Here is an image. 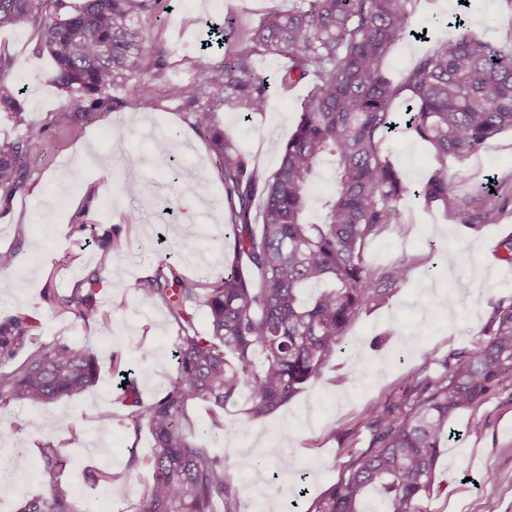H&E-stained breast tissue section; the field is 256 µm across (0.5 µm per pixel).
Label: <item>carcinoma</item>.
Listing matches in <instances>:
<instances>
[{
  "instance_id": "obj_1",
  "label": "carcinoma",
  "mask_w": 512,
  "mask_h": 512,
  "mask_svg": "<svg viewBox=\"0 0 512 512\" xmlns=\"http://www.w3.org/2000/svg\"><path fill=\"white\" fill-rule=\"evenodd\" d=\"M159 0H83L66 16V0H0V29L34 25L39 48L54 61L50 81L64 89L71 110L53 119L70 125L89 118L109 89L160 66L147 52L145 34L134 26L133 9L149 11ZM414 0H297L276 8L259 25L239 34L232 24L218 31L231 42L224 63L199 72L182 87L198 108L189 124L214 155L228 203L226 225L237 261L210 281L182 275L163 261L133 289L158 299L178 326L175 374L165 393L142 398L135 380L121 376L119 401L134 430L147 427L154 453L138 512H241L232 470L196 440L188 403L224 404L247 395L248 413L264 418L291 403L344 350L345 333L362 312L385 304L412 274L402 260L380 274L364 257L368 241L401 221L397 203L411 192L424 207H442L459 224H498L512 213V180L496 181L490 192L478 185L455 192L448 159L463 164L482 146L512 130V50L464 30L430 42L425 52L393 82L387 59L412 34ZM260 55L281 57L284 86L303 85L306 96L295 131L279 166L264 175L251 165L218 119L227 105L261 112L265 78L253 67ZM19 88L0 57V112L21 115ZM406 106V129L435 151L438 166L412 190L386 147L395 127L394 104ZM336 159L335 190L325 201L321 223L306 219L309 189L323 157ZM35 164L23 141L0 144V200L24 191L26 170ZM124 187L142 197L152 185L141 170L121 172ZM260 217L253 216L256 199ZM96 280L61 298L58 305L87 322L97 315ZM322 285L307 303L298 293ZM206 308L209 332L194 325L192 306ZM23 316L0 323V359L19 351L26 357L0 372V409L33 402L50 404L79 397L99 376L94 352L68 342L43 344ZM512 403V298L495 302L485 337L451 351L441 370L415 373L388 401L363 412L367 448L350 455L346 473L315 500L308 512H361L374 488L385 512H422L436 462L452 438L460 411L491 398ZM51 477L48 493L26 498L17 512H77L62 483L67 459L48 445L40 448Z\"/></svg>"
}]
</instances>
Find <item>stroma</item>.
Returning a JSON list of instances; mask_svg holds the SVG:
<instances>
[{
	"mask_svg": "<svg viewBox=\"0 0 512 512\" xmlns=\"http://www.w3.org/2000/svg\"><path fill=\"white\" fill-rule=\"evenodd\" d=\"M283 0H158L141 13L147 47L160 52V68L141 75L138 92L114 86L109 104L90 121L71 126L52 122L67 111L68 96L49 83L52 63L38 48L39 33L29 23L0 30V56L18 80L22 118L0 112V143L24 141L37 159L27 171L24 192L0 205V251L17 256L14 270L0 277V321L23 314L34 319L45 343L85 345L98 356L97 385L80 397L53 404L22 403L0 412V462L17 473L0 484V512H16L28 497L47 494L39 449L60 448L69 463L62 478L78 512H137L154 452L148 429L133 430L117 401L118 356L138 383L144 399L161 396L170 384L177 335L159 302L137 294L134 283L153 274L160 261L183 275L206 280L224 272L233 259L224 224V184L205 141L186 120L191 105L178 95L202 68L224 60L211 44L212 28L231 20L239 29L257 26ZM485 39L512 37V6L506 0H417L414 38L390 54V74L399 78L420 56L427 41L455 34L457 21ZM269 84L263 112L244 119L224 108L225 131L256 163L273 172L282 146L294 130L305 88L283 90L274 57L254 61ZM126 131L115 141L113 127ZM386 146L406 183L425 181L437 164L431 146L407 133L389 134ZM83 164H70L74 154ZM139 168L152 184L149 197L127 191L118 179L126 166ZM470 167L479 178L512 175V131L488 141ZM191 183L194 195L182 187ZM401 221L365 248V261L377 269L407 259L410 280L389 301L357 317L345 336V353L309 382L287 407L258 420L247 414L246 398L223 409L195 401L188 407L196 432L236 475L244 512H308L343 474L347 450L368 444L362 413L382 403L419 368L437 373L448 352L469 347L482 336L492 303L512 296V267L500 261L499 243L512 234V218L471 228L443 210L423 208L414 197L399 203ZM195 241L192 251L179 249ZM463 256L455 267L442 262L449 249ZM97 279L99 313L108 322H83L57 306L77 285ZM466 279L465 293L452 296L449 284ZM112 421L100 425V410ZM223 422L215 429L213 420ZM478 429H471V422ZM435 471L434 492L424 512H512V403L493 398L463 412ZM278 443L294 471L273 478L253 466L255 449ZM107 469L116 481L91 485L88 473Z\"/></svg>",
	"mask_w": 512,
	"mask_h": 512,
	"instance_id": "stroma-1",
	"label": "stroma"
}]
</instances>
